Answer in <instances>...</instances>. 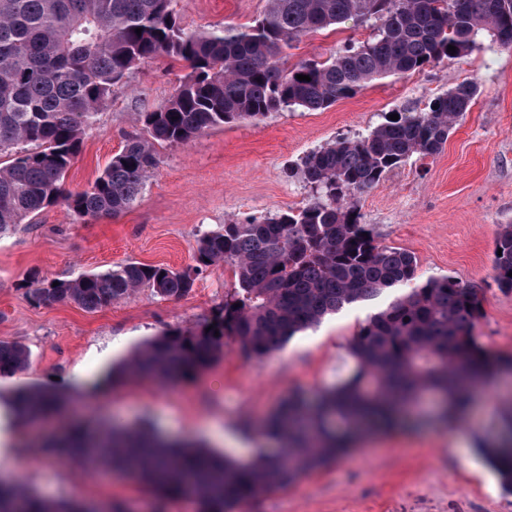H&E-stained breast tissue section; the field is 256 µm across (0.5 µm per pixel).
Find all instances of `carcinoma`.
Instances as JSON below:
<instances>
[{"mask_svg": "<svg viewBox=\"0 0 512 512\" xmlns=\"http://www.w3.org/2000/svg\"><path fill=\"white\" fill-rule=\"evenodd\" d=\"M173 0H0V234L48 207L64 204L82 218L116 216L141 193L156 165L155 145H184L239 121L284 108L325 109L367 84L456 59L482 48L512 50V0H268L250 25L184 29ZM372 24L373 35L323 61L288 66L284 49L319 30ZM141 29L136 33L135 29ZM455 52L447 51L448 46ZM165 55L188 72L162 107L141 113L131 138L86 189L65 179L82 135L139 64ZM310 77L308 81L297 79ZM480 91L464 80L398 112L367 135L339 137L311 151L298 169L316 197L300 209L251 217L205 234L196 265L175 271L130 262L73 280L43 279L29 289L44 306L73 302L106 307L142 287L161 298L187 294L202 269L224 263L235 286L224 306L192 328L164 331L123 360L112 383L135 377L172 381L209 367L232 341L261 358L297 333L347 307L373 304L353 336L347 376L325 390L285 399L263 434L278 447L257 448L240 463L151 429L80 425L44 445L55 460L141 474L162 502L191 495L199 512H232L239 503L282 489L347 452L357 436L420 414L431 398L448 422L467 410L471 387L512 373V356L488 352L475 333L483 317L479 290L445 276L416 280V257L377 240L362 223L361 195L413 156L438 154ZM494 269L512 290V224L500 225ZM29 354L0 342V376L26 368ZM69 399L24 386L10 401L24 418L58 411ZM477 450L512 492V406ZM0 512H103L35 495L19 477H0Z\"/></svg>", "mask_w": 512, "mask_h": 512, "instance_id": "carcinoma-1", "label": "carcinoma"}]
</instances>
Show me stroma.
<instances>
[{"instance_id":"stroma-1","label":"stroma","mask_w":512,"mask_h":512,"mask_svg":"<svg viewBox=\"0 0 512 512\" xmlns=\"http://www.w3.org/2000/svg\"><path fill=\"white\" fill-rule=\"evenodd\" d=\"M266 0H176L183 27L248 25ZM372 27L339 25L302 37L289 63L326 59L367 39ZM185 69L160 56L134 68L86 131L66 177L79 191L92 183L127 140L141 132L139 115L164 105ZM480 93L464 122L436 156L409 159L358 202L362 221L383 244L411 252L420 279L451 276L484 299L477 325L488 350L512 355V291L500 288L493 265L496 233L512 224V53L473 52L423 70L369 83L319 111L285 109L260 121L225 125L185 145L157 147V164L131 208L117 217L81 219L65 205L48 208L0 236V341L22 345L27 368L0 377V402L19 386L70 393L76 375L92 379L77 410L56 415L54 428L80 421L135 426L152 423L173 438L223 446L224 430L261 426L289 394L316 393L345 376L349 344L369 314L365 305L326 317L293 336L281 351L258 359L228 343L208 368L175 383L133 379L113 386L109 365L156 334L190 328L224 304L230 266L200 273L185 296L163 299L150 288L93 312L76 304L33 303V276L71 280L135 261L182 269L194 262L198 238L234 220L304 206L315 196L294 169L309 152L339 136H357L391 113L421 110L463 80ZM512 400V379L480 391L469 419L377 430L341 460L282 490L241 503L233 512H512V494L473 450L493 430L499 403ZM30 489L58 503H124L154 512L158 494L129 473H89L77 464H41L24 473Z\"/></svg>"}]
</instances>
